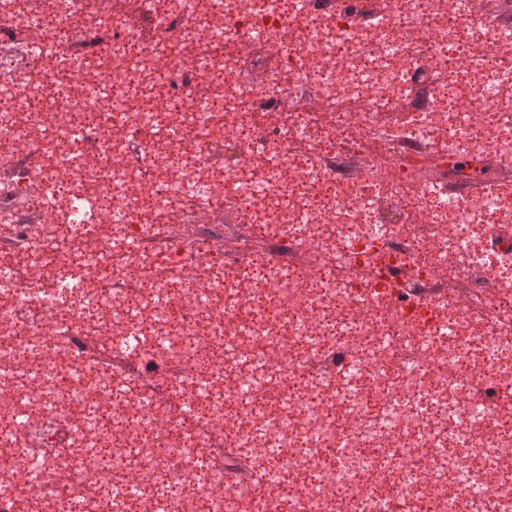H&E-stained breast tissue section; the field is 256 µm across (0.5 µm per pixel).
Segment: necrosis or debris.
Returning a JSON list of instances; mask_svg holds the SVG:
<instances>
[{
	"label": "necrosis or debris",
	"instance_id": "necrosis-or-debris-1",
	"mask_svg": "<svg viewBox=\"0 0 512 512\" xmlns=\"http://www.w3.org/2000/svg\"><path fill=\"white\" fill-rule=\"evenodd\" d=\"M484 15L0 0V512H512V193L423 174L435 144L512 169V25Z\"/></svg>",
	"mask_w": 512,
	"mask_h": 512
}]
</instances>
